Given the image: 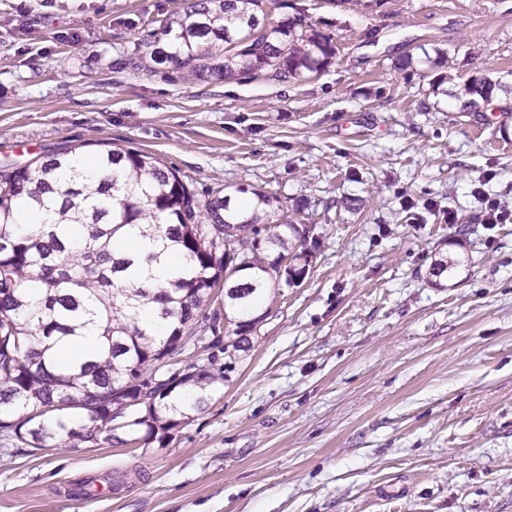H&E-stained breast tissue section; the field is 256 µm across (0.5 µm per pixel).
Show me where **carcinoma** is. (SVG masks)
<instances>
[{
	"label": "carcinoma",
	"instance_id": "1",
	"mask_svg": "<svg viewBox=\"0 0 512 512\" xmlns=\"http://www.w3.org/2000/svg\"><path fill=\"white\" fill-rule=\"evenodd\" d=\"M265 2L184 0L117 65L152 73L169 63L199 80L224 82L299 81L323 70L336 56L331 36L302 15L269 19ZM495 86L488 77L465 84L463 109L476 111L477 99L489 100ZM81 155L67 147L21 168L0 166V430L32 448L99 442L115 431V397L135 402L123 429L145 441L176 427L224 382L213 355L181 375L161 372L183 349V331L212 290L224 283V297L244 315L276 280L290 284L309 271L313 237L300 241L294 219L270 220L275 193H254L256 206L244 213L231 198L215 197L201 222L194 194L157 156L101 141L93 159L103 177L92 188L75 172ZM24 214L33 221L22 229ZM148 215L185 260L181 274L156 290L130 271L132 260L111 252ZM226 224L245 231L231 254ZM288 256L290 268L281 264ZM150 303L160 304L167 322L160 341L137 318ZM89 324L99 336L93 355L46 362V353L66 349Z\"/></svg>",
	"mask_w": 512,
	"mask_h": 512
}]
</instances>
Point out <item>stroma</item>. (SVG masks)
<instances>
[{"instance_id": "obj_1", "label": "stroma", "mask_w": 512, "mask_h": 512, "mask_svg": "<svg viewBox=\"0 0 512 512\" xmlns=\"http://www.w3.org/2000/svg\"><path fill=\"white\" fill-rule=\"evenodd\" d=\"M180 4L0 0V163L106 140L201 203L276 193L316 227L309 272L235 350L213 291L167 370L212 355L224 386L166 445L0 432V512H512V222L483 221L512 208V0H270L338 48L294 83L115 69ZM495 86L496 83L488 77L475 79L465 84L462 89V95L467 97V99L463 102V111L469 108V112H475L478 108L476 97H479L483 101H488L493 94Z\"/></svg>"}]
</instances>
